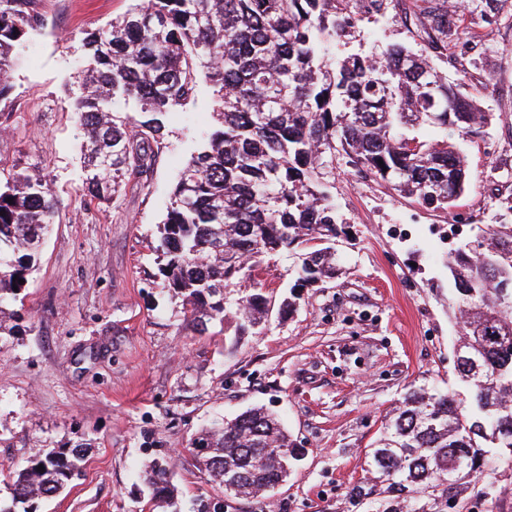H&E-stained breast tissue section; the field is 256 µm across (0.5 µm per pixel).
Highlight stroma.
Instances as JSON below:
<instances>
[{
  "instance_id": "stroma-1",
  "label": "stroma",
  "mask_w": 512,
  "mask_h": 512,
  "mask_svg": "<svg viewBox=\"0 0 512 512\" xmlns=\"http://www.w3.org/2000/svg\"><path fill=\"white\" fill-rule=\"evenodd\" d=\"M415 0H392L364 20L368 44L421 50ZM132 0H43V30L19 50L10 98L0 103V165L48 180L62 200L38 269L21 291L22 316L0 334V463L87 443L67 489L37 512H160L140 477L162 459L183 512H368L378 486L365 453L409 386L455 375L460 329L448 313V257L495 224H512V13L493 22L458 14L465 49L429 60L494 119L458 140L470 187L448 210L399 196L337 161L329 178L351 237L334 279L304 289L281 313L288 259L254 280L271 305L253 333L198 332L182 299L154 283L156 227L190 154L215 125L211 92L170 121L147 185L127 182L101 204L81 189L84 163L68 89L82 67L80 39L123 15ZM264 407L301 450L268 498L228 499L189 442L215 419ZM497 496L473 489L456 512H512V464ZM364 497H356V487Z\"/></svg>"
}]
</instances>
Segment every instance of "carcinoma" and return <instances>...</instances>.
Returning a JSON list of instances; mask_svg holds the SVG:
<instances>
[{"label": "carcinoma", "mask_w": 512, "mask_h": 512, "mask_svg": "<svg viewBox=\"0 0 512 512\" xmlns=\"http://www.w3.org/2000/svg\"><path fill=\"white\" fill-rule=\"evenodd\" d=\"M137 0L123 16L82 38L83 69L71 106L87 164L82 189L109 201L128 179L148 181L173 115L212 90L214 128L192 153L157 225L162 285L183 297L202 326L236 309L234 335L255 327L269 301L258 288L233 298L234 282L262 262L292 256L289 297L336 277V244L349 239L328 189V168L346 163L436 209L464 193L463 155L448 140L477 134L490 113L461 79L398 44L348 49L364 41L360 22L387 0ZM417 36L431 52L458 47L448 0H421ZM480 16L509 0H471ZM40 0H0V101L8 98L18 48L44 27ZM140 119L124 122L114 105ZM434 129L439 138H420ZM47 182L0 171V316L17 300L59 213ZM489 248L468 244L448 258L452 311L462 324L455 384L404 393L370 448L382 489L374 512H448V498L482 476L490 495L498 464L512 461V224L489 233ZM224 472V495L258 497L288 478L298 451L279 419L252 408L198 432L190 447ZM87 444L64 443L8 469L0 512H36L80 470ZM44 472L37 471L38 466ZM168 463L146 472L152 500L181 512Z\"/></svg>", "instance_id": "obj_1"}]
</instances>
